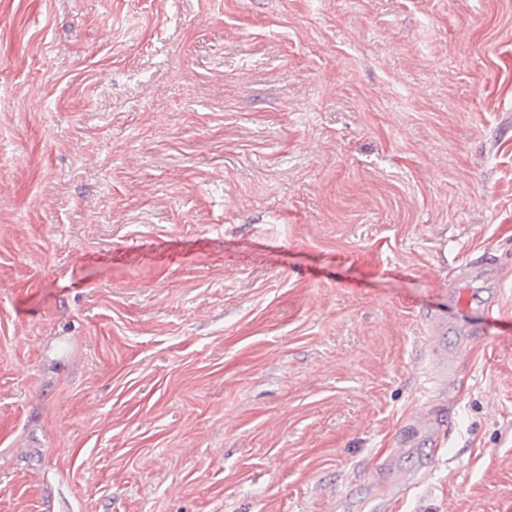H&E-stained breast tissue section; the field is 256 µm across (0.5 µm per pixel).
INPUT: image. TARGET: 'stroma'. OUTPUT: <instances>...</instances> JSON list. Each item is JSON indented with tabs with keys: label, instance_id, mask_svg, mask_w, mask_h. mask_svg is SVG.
<instances>
[{
	"label": "stroma",
	"instance_id": "35a3bbf8",
	"mask_svg": "<svg viewBox=\"0 0 512 512\" xmlns=\"http://www.w3.org/2000/svg\"><path fill=\"white\" fill-rule=\"evenodd\" d=\"M387 460L512 512V0H0V512H371ZM440 288H444L448 292V307L454 309L458 319L467 317L471 312V303L469 302V290L459 286L458 280L441 284ZM466 342L459 341L451 352L444 353L442 359L437 360L426 372L422 384V392L428 399L432 396L437 388L438 381H442L451 372H453L456 364L461 360L466 349ZM448 369L451 371H448Z\"/></svg>",
	"mask_w": 512,
	"mask_h": 512
}]
</instances>
